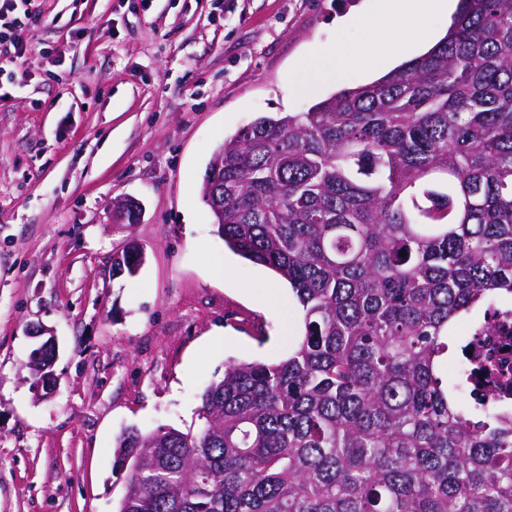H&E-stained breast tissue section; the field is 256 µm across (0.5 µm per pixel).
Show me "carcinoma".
Listing matches in <instances>:
<instances>
[{"mask_svg": "<svg viewBox=\"0 0 512 512\" xmlns=\"http://www.w3.org/2000/svg\"><path fill=\"white\" fill-rule=\"evenodd\" d=\"M201 193L302 329L226 365L197 430H124L119 512H512V372L467 355L512 315V0H458L423 54L255 118Z\"/></svg>", "mask_w": 512, "mask_h": 512, "instance_id": "carcinoma-1", "label": "carcinoma"}]
</instances>
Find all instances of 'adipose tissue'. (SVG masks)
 I'll list each match as a JSON object with an SVG mask.
<instances>
[{
    "label": "adipose tissue",
    "instance_id": "1",
    "mask_svg": "<svg viewBox=\"0 0 512 512\" xmlns=\"http://www.w3.org/2000/svg\"><path fill=\"white\" fill-rule=\"evenodd\" d=\"M455 0H378L375 12L358 19L341 17L337 30H345L351 22H359L367 33L364 46L355 48L337 43L335 50L318 55L308 62L309 79L301 86L302 92L314 93L317 86L342 80L345 62L355 57L364 69L372 70L379 64L395 62L406 50L433 39L435 31L427 20L435 15H448Z\"/></svg>",
    "mask_w": 512,
    "mask_h": 512
}]
</instances>
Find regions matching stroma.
Listing matches in <instances>:
<instances>
[{"label": "stroma", "instance_id": "1", "mask_svg": "<svg viewBox=\"0 0 512 512\" xmlns=\"http://www.w3.org/2000/svg\"><path fill=\"white\" fill-rule=\"evenodd\" d=\"M376 0H20L25 81L0 63V512H117L116 437L198 427L200 395L230 362L277 363L298 312L261 304L283 280L216 234L201 197L224 140L256 117L303 112L342 85L293 93L336 19ZM143 211L112 221L118 198ZM137 243L135 276L112 259ZM58 344L37 398L35 330Z\"/></svg>", "mask_w": 512, "mask_h": 512}]
</instances>
